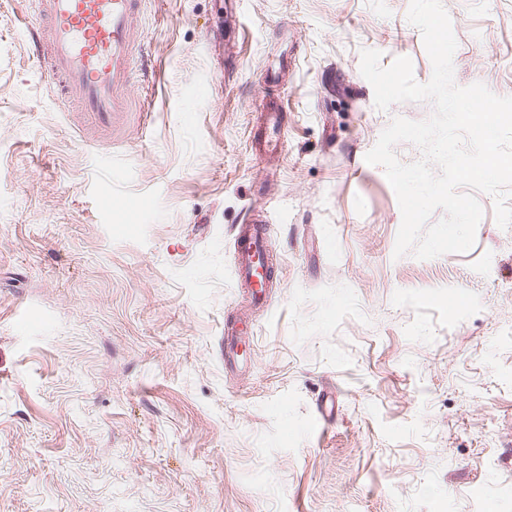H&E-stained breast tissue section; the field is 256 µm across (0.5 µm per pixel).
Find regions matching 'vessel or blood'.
<instances>
[{
  "instance_id": "b4317fda",
  "label": "vessel or blood",
  "mask_w": 512,
  "mask_h": 512,
  "mask_svg": "<svg viewBox=\"0 0 512 512\" xmlns=\"http://www.w3.org/2000/svg\"><path fill=\"white\" fill-rule=\"evenodd\" d=\"M30 4L48 20L32 30L34 55L61 98L104 119L128 111L130 60L137 49V0H30ZM285 133L283 107L277 104L264 115V135L258 145L264 152H276ZM236 255L252 301L265 303L268 291L258 278L269 256L261 227H239Z\"/></svg>"
}]
</instances>
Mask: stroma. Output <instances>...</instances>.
Instances as JSON below:
<instances>
[{
    "instance_id": "35a3bbf8",
    "label": "stroma",
    "mask_w": 512,
    "mask_h": 512,
    "mask_svg": "<svg viewBox=\"0 0 512 512\" xmlns=\"http://www.w3.org/2000/svg\"><path fill=\"white\" fill-rule=\"evenodd\" d=\"M442 4L456 85L512 95V0ZM409 7L142 0L132 109L103 123L0 0V512H512V226L482 193L470 250L395 257L365 161L433 110H378L360 73L375 49L429 81ZM275 99L272 159L249 135ZM257 222L261 310L235 261Z\"/></svg>"
}]
</instances>
